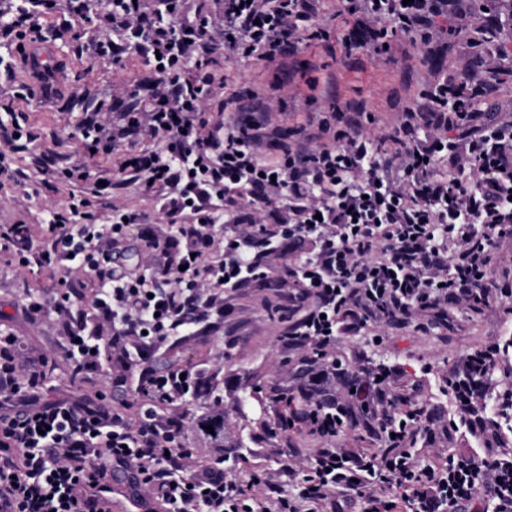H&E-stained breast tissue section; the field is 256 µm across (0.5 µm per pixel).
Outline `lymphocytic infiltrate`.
<instances>
[{
	"label": "lymphocytic infiltrate",
	"mask_w": 512,
	"mask_h": 512,
	"mask_svg": "<svg viewBox=\"0 0 512 512\" xmlns=\"http://www.w3.org/2000/svg\"><path fill=\"white\" fill-rule=\"evenodd\" d=\"M321 0H23L0 6V39L56 10L86 18L97 33L86 49L120 60L143 57L153 70L112 114L86 106L77 126L84 151L115 158L117 186L156 194L177 250L144 270L114 265L112 250L149 238L148 216L113 209L105 223L88 212L102 185L83 162L68 173L75 191L53 223L32 229L1 224L0 240L21 267L80 271L95 283L93 306L119 340L122 381L173 403L201 394L196 375L156 373L147 354L182 337L218 328L225 289L268 274L269 255L303 257L286 287L308 312L287 343L324 349L371 319L414 308L482 299L493 239L512 233V120L473 111L491 95L482 82L440 79L426 102L402 112L389 138L371 137L362 122H322L280 154L265 155L259 120L205 116L212 74L203 66L216 43L233 55L273 62L287 44L322 37L311 26ZM464 0H337L349 16L346 45L384 52L389 33L427 43L461 18ZM147 148L125 149L132 135ZM124 154H117V147ZM101 337L68 338L62 357L72 376L102 368ZM338 403L296 409L289 429L335 434ZM405 426L384 454L318 449L308 469L285 466L260 479L250 512H344L336 496L356 490L366 512H476L490 496L495 512H512V449L484 459L452 456L420 467L406 446ZM182 421L141 407L117 408L107 392L56 399L44 370L29 365L19 340L0 335V512H111L103 496L112 474L131 472L162 512H239L241 488L220 464L198 466L184 443Z\"/></svg>",
	"instance_id": "obj_1"
}]
</instances>
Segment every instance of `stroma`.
<instances>
[{"instance_id": "1", "label": "stroma", "mask_w": 512, "mask_h": 512, "mask_svg": "<svg viewBox=\"0 0 512 512\" xmlns=\"http://www.w3.org/2000/svg\"><path fill=\"white\" fill-rule=\"evenodd\" d=\"M315 23L329 30V39L300 41L274 63L240 59L222 47L214 50L209 72L229 79L217 94L229 104L226 117L242 116L257 93L274 110L279 142L292 143L301 130L316 132L322 120H333L339 112L368 113L372 121L367 128L378 136L391 132L403 110L422 103L433 73H454L466 79L478 58L490 51L482 34L466 20L449 22L448 34L439 47L424 44L414 35L397 34L389 54L383 56L346 50L340 42V21L321 16ZM41 27L59 33L57 92L52 97L37 99L35 88L25 77L23 58L17 53L20 46L35 40V33L24 29L0 41V47L16 53L13 76H0V120L24 117L35 135L34 140L21 141L12 156L24 179L15 182L0 175V225L50 222L69 199L70 186L62 172L81 148L75 129L84 105L111 111L115 92L132 91L150 72L138 56L116 63L81 54L79 48L91 37L93 24L58 12ZM76 89L85 93V100L73 99ZM491 255L486 304L473 307L451 302L438 310L418 312L401 325L376 322L370 329L337 336L335 343L323 350L285 345L288 324L271 315L269 306L287 307V289L250 286L225 290L224 322L219 329L185 337L167 355L176 368L211 375L223 405L207 397L189 398L176 407L160 406L158 412L185 421V445L193 449L200 465L213 464L216 456H223L226 476L243 489L246 502L254 494V477L276 472L287 463L306 469L317 449L365 453L382 445V432L373 420L355 428L337 426L335 436L328 439L307 431H277L282 406L275 401V393L298 394L317 377H324L325 388L339 403L355 404V396L340 377L327 375L333 361L349 371L384 373L387 400H407L412 407L423 409L425 418L414 424L411 446L421 467L440 463L451 454L483 457L491 433L462 421L448 393V381L462 373L470 354L493 351L499 364L491 381L500 388L508 383L506 373L512 369V236L495 240ZM59 277V272L34 265L19 268L10 250L0 248V329L20 336L32 359L48 357L55 367L50 382L57 398L73 400L103 387L113 405L128 403L136 377L121 384L103 371L75 379L62 360L72 324L50 310ZM33 301L48 305L47 314L31 316L27 306ZM219 407L224 410V445L220 448L193 426L196 415ZM449 422L459 427L453 439L430 436L429 427Z\"/></svg>"}]
</instances>
